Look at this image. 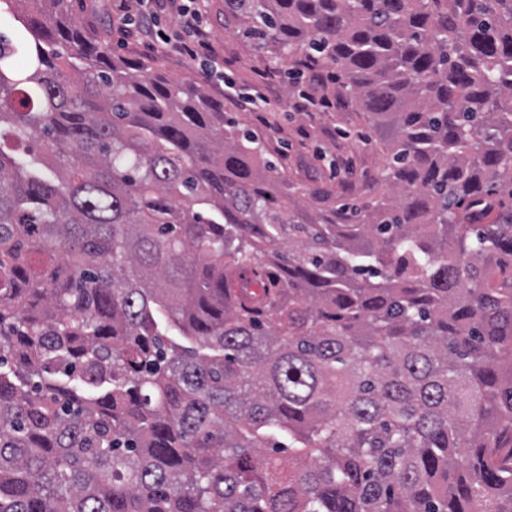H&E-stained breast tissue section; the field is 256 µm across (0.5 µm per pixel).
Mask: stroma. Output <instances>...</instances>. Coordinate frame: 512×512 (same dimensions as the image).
Masks as SVG:
<instances>
[{
  "instance_id": "35a3bbf8",
  "label": "stroma",
  "mask_w": 512,
  "mask_h": 512,
  "mask_svg": "<svg viewBox=\"0 0 512 512\" xmlns=\"http://www.w3.org/2000/svg\"><path fill=\"white\" fill-rule=\"evenodd\" d=\"M74 8L78 14L94 17L93 32L112 55L160 66L169 80L197 83L224 98L226 115L263 136L271 152L284 159L290 179L302 188L333 191L341 204L363 198L380 180L384 156L367 145L370 131L344 90L314 82L306 73L292 79L286 68L268 65L247 42L225 29L222 0L202 2L212 49L195 56L179 50L182 36L169 6H161L157 15L159 28L170 37L163 50L147 34L130 35L115 25L121 14H137L136 0H75ZM302 90L328 99L329 107L296 111L293 101ZM255 93L266 100L268 123H260L255 113L241 105L242 99Z\"/></svg>"
}]
</instances>
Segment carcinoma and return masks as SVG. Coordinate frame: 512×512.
Wrapping results in <instances>:
<instances>
[{"label":"carcinoma","mask_w":512,"mask_h":512,"mask_svg":"<svg viewBox=\"0 0 512 512\" xmlns=\"http://www.w3.org/2000/svg\"><path fill=\"white\" fill-rule=\"evenodd\" d=\"M0 3V512H512V0H224L384 150L339 205L69 0Z\"/></svg>","instance_id":"cac0c4a2"}]
</instances>
